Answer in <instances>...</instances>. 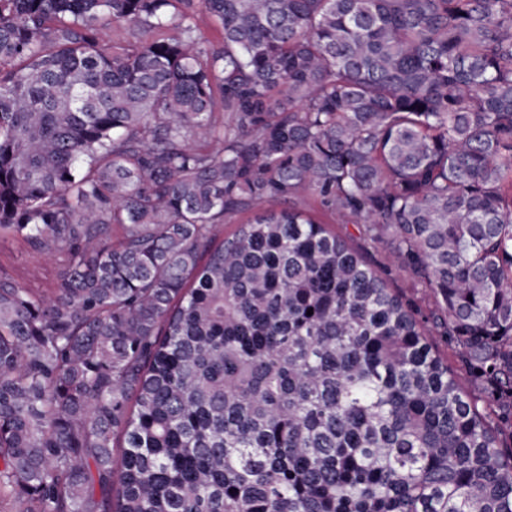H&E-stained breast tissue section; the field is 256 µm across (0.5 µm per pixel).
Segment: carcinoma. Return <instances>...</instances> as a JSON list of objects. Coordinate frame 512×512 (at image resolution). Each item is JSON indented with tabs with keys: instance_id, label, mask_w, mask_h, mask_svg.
Returning <instances> with one entry per match:
<instances>
[{
	"instance_id": "obj_1",
	"label": "carcinoma",
	"mask_w": 512,
	"mask_h": 512,
	"mask_svg": "<svg viewBox=\"0 0 512 512\" xmlns=\"http://www.w3.org/2000/svg\"><path fill=\"white\" fill-rule=\"evenodd\" d=\"M0 237L5 512H512V0H0ZM328 222H331L329 224L333 225L337 234L362 254L369 265L385 277L389 288L415 304L419 318L424 320L429 313L427 304L422 300L424 288L411 280L401 268L398 258L393 253L390 236H386L382 242H373L364 237V224H343L338 218L336 221ZM21 288L50 294L63 275V268L50 255L31 250L25 243L11 237L0 238V276ZM434 342L437 343L440 354L448 360V365L451 366L456 372L459 382L468 390L476 389L480 392L483 386L481 384H473L469 374L466 373L465 368L461 362L456 346L441 338V336H432Z\"/></svg>"
}]
</instances>
